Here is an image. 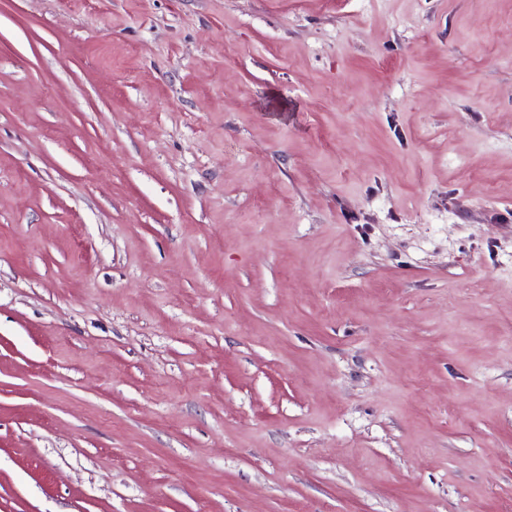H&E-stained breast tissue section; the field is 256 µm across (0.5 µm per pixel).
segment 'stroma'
I'll return each mask as SVG.
<instances>
[{"label":"stroma","instance_id":"35a3bbf8","mask_svg":"<svg viewBox=\"0 0 512 512\" xmlns=\"http://www.w3.org/2000/svg\"><path fill=\"white\" fill-rule=\"evenodd\" d=\"M0 512H512V0H0Z\"/></svg>","mask_w":512,"mask_h":512}]
</instances>
